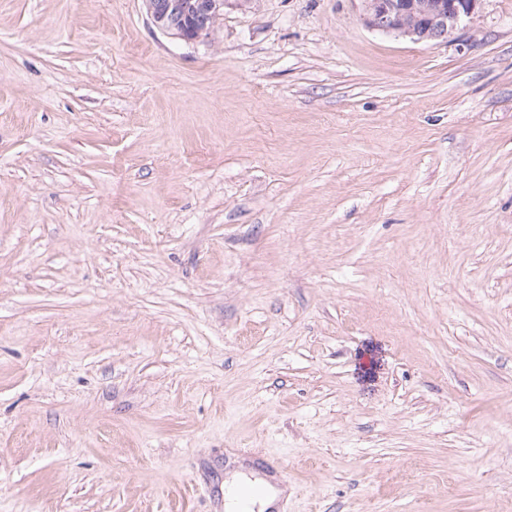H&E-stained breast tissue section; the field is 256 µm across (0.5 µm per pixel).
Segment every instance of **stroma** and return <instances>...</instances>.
I'll use <instances>...</instances> for the list:
<instances>
[{
  "instance_id": "obj_1",
  "label": "stroma",
  "mask_w": 512,
  "mask_h": 512,
  "mask_svg": "<svg viewBox=\"0 0 512 512\" xmlns=\"http://www.w3.org/2000/svg\"><path fill=\"white\" fill-rule=\"evenodd\" d=\"M0 0V512H512V0ZM152 26L187 42L197 41L224 16V0H146ZM187 18L193 20L187 22ZM366 23L415 41H448L480 0H362ZM250 479L251 478L246 474L236 471L229 474L227 480L224 482V486H226L229 491L232 489L240 490L247 486L258 488L260 491L259 496L250 502V506L258 507L259 512H262L265 508L269 507L274 502L276 497L275 495H271L265 498L264 492H262L261 484L257 482L263 480L259 478H253L256 480V482H252Z\"/></svg>"
}]
</instances>
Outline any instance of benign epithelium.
<instances>
[{"label":"benign epithelium","instance_id":"obj_1","mask_svg":"<svg viewBox=\"0 0 512 512\" xmlns=\"http://www.w3.org/2000/svg\"><path fill=\"white\" fill-rule=\"evenodd\" d=\"M366 23L415 41H446L480 0H362ZM152 26L187 42L197 41L224 16V0H146Z\"/></svg>","mask_w":512,"mask_h":512}]
</instances>
